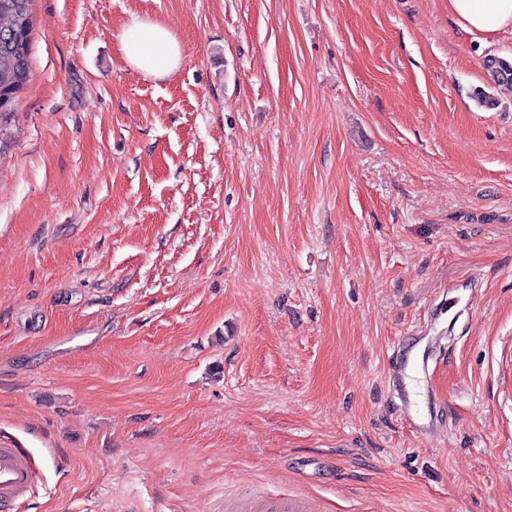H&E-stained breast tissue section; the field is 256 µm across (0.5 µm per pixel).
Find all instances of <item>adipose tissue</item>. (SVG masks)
<instances>
[{
  "mask_svg": "<svg viewBox=\"0 0 512 512\" xmlns=\"http://www.w3.org/2000/svg\"><path fill=\"white\" fill-rule=\"evenodd\" d=\"M448 9L470 33L512 28V0H448ZM120 47L131 65L155 77L171 74L183 56L180 42L167 26L139 18L124 26Z\"/></svg>",
  "mask_w": 512,
  "mask_h": 512,
  "instance_id": "adipose-tissue-1",
  "label": "adipose tissue"
}]
</instances>
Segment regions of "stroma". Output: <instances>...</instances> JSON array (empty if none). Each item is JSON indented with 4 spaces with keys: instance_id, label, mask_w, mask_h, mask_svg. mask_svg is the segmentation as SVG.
<instances>
[{
    "instance_id": "obj_1",
    "label": "stroma",
    "mask_w": 512,
    "mask_h": 512,
    "mask_svg": "<svg viewBox=\"0 0 512 512\" xmlns=\"http://www.w3.org/2000/svg\"><path fill=\"white\" fill-rule=\"evenodd\" d=\"M32 12L0 136L17 512H512V87L483 66L512 29L448 0ZM134 16L182 43L170 76L124 59ZM401 409L404 421L413 432L422 436H430L433 433L432 420H426L420 412L412 408L407 398L402 402Z\"/></svg>"
}]
</instances>
